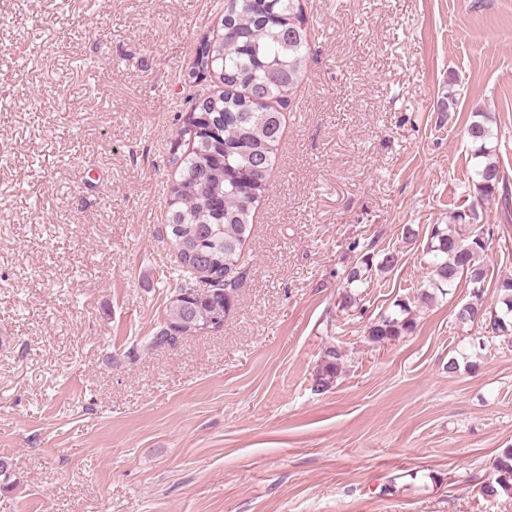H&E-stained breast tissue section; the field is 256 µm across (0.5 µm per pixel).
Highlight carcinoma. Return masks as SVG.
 I'll return each instance as SVG.
<instances>
[{
    "mask_svg": "<svg viewBox=\"0 0 512 512\" xmlns=\"http://www.w3.org/2000/svg\"><path fill=\"white\" fill-rule=\"evenodd\" d=\"M224 33L201 38L189 77L214 76L222 89L195 102L182 120L170 164L176 167L170 187L164 231L192 290L188 305L171 300L156 331L142 342L148 352L209 327L224 319L225 291L236 283L242 249L252 229V210L268 187L276 151L283 133L284 111L292 106L303 79L310 50L309 27L300 0H228ZM492 117L476 112L465 133L472 157L485 158L474 170L475 187L469 206L453 212V223L434 224L427 254L428 279L412 303L399 302L398 311L382 316L369 328L373 341H391L414 328L413 307L449 294L462 276L472 284L471 300L460 306L456 318L479 322L484 335L471 339L470 350L486 348L491 338L512 336V276L497 282L496 299L484 298L485 270L479 260L492 228L474 227L477 204L492 199L504 183L499 165L489 160ZM373 258L364 253L346 275L347 289L340 305L356 302L352 285L366 280ZM210 283L198 288V283ZM346 362L333 346L325 351L313 380L316 392L337 381ZM496 477L481 488L486 497L512 494V449L493 463Z\"/></svg>",
    "mask_w": 512,
    "mask_h": 512,
    "instance_id": "cac0c4a2",
    "label": "carcinoma"
}]
</instances>
